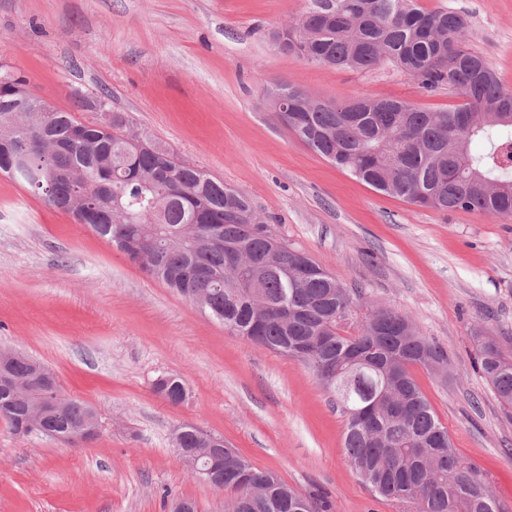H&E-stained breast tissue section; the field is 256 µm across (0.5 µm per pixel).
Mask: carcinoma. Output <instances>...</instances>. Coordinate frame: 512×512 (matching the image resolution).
<instances>
[{
  "instance_id": "carcinoma-1",
  "label": "carcinoma",
  "mask_w": 512,
  "mask_h": 512,
  "mask_svg": "<svg viewBox=\"0 0 512 512\" xmlns=\"http://www.w3.org/2000/svg\"><path fill=\"white\" fill-rule=\"evenodd\" d=\"M468 16L426 10L416 0H308L273 33L284 50L318 65L375 70L392 65L426 92L446 87L462 103L429 111L397 98L323 101L292 81H268L272 108L288 95L283 123L306 146L377 191L420 207L512 220V90L472 51ZM15 96L0 87V126L18 128L31 153L15 159V179L28 182L43 166L68 184V165L87 172L77 190L100 195L89 228L167 287L248 341L302 360L314 374L335 365L322 383L348 417L343 447L353 472L378 496L410 512H501L483 475L452 448L448 429L420 389L413 368L432 370L445 353L406 315L377 308L354 333H342L353 298L307 253L282 243L254 210L248 194L180 160L145 138L148 150L112 113V131L67 111L43 117L14 112ZM479 143L482 148L472 150ZM478 368L500 400L512 404V360L491 340L480 344ZM17 382L43 379L47 368L18 352L0 369ZM155 391L172 404L186 400L182 379L161 376ZM35 393L0 404V420L16 433L51 437L86 424L94 411L58 400L38 425L21 430ZM181 455L206 448V434L183 426ZM224 512H327L322 501L224 449Z\"/></svg>"
}]
</instances>
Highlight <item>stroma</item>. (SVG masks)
<instances>
[{"label": "stroma", "mask_w": 512, "mask_h": 512, "mask_svg": "<svg viewBox=\"0 0 512 512\" xmlns=\"http://www.w3.org/2000/svg\"><path fill=\"white\" fill-rule=\"evenodd\" d=\"M465 11L471 47L512 89V0H417ZM306 0H0V61L36 97L80 121L78 95H107L127 129L248 193L276 233L360 291L343 324L376 306L413 319L448 359L414 376L457 455L512 512V406L476 367L490 339L512 358V222L380 193L297 139L264 82L325 100L396 97L458 105L392 67L334 69L283 51L272 33ZM50 368L61 392L97 409L100 434L66 444L0 421V512H170L189 499L224 512L228 490L177 459L176 430L223 436L330 512H409L376 496L343 450L347 417L300 361L251 343L148 276L28 187L0 176V349ZM179 376L174 405L155 379Z\"/></svg>", "instance_id": "obj_1"}]
</instances>
